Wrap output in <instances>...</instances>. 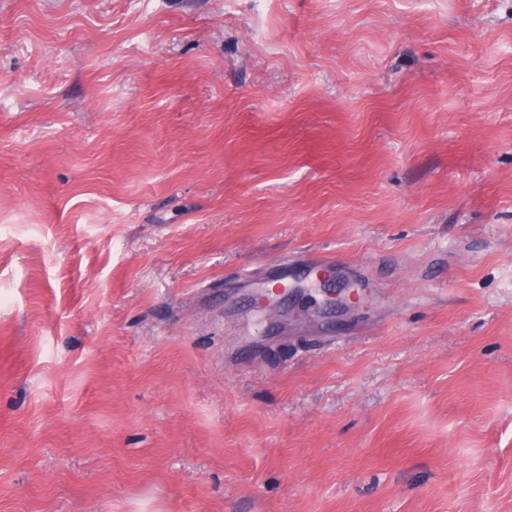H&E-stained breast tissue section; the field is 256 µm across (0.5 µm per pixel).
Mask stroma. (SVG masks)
Wrapping results in <instances>:
<instances>
[{
	"label": "stroma",
	"mask_w": 512,
	"mask_h": 512,
	"mask_svg": "<svg viewBox=\"0 0 512 512\" xmlns=\"http://www.w3.org/2000/svg\"><path fill=\"white\" fill-rule=\"evenodd\" d=\"M0 512H512V0H0ZM298 286L288 287V285L279 284L271 289H263L256 295L255 303L261 310H269L270 314H279L278 305L281 300L288 297L289 294L294 293ZM274 295V296H271Z\"/></svg>",
	"instance_id": "stroma-1"
}]
</instances>
